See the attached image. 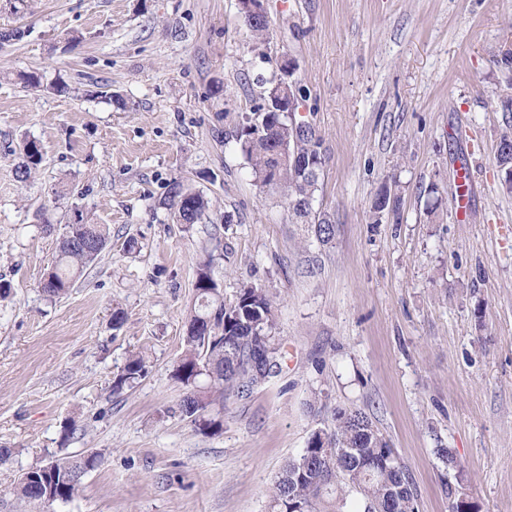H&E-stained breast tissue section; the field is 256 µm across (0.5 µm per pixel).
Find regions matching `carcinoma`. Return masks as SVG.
Wrapping results in <instances>:
<instances>
[{"mask_svg": "<svg viewBox=\"0 0 512 512\" xmlns=\"http://www.w3.org/2000/svg\"><path fill=\"white\" fill-rule=\"evenodd\" d=\"M269 86L263 104L241 116L236 129L240 150L251 166L260 187L284 190L288 216L294 224L314 225L323 243L335 234L334 221L313 208L315 193L324 164L322 139L315 131L293 138L291 118L286 112H267L271 105ZM264 123L266 132L252 130L253 121ZM287 142L300 163L278 161V148ZM497 162L502 170L512 168V125L501 133L496 145ZM43 161L40 144L27 141L16 167L19 181H26ZM163 204L174 210L182 224H195L209 210V201L174 181L168 185ZM108 242L102 224L85 221L83 211L73 210L72 220L59 242L55 261L40 284L50 298L68 293L84 267L97 254L87 244L103 250ZM214 283L210 262L197 266L195 290L197 305L186 328L185 350L172 370L181 385L178 403L182 416L190 419L197 431L209 435L222 427L211 406L230 394H243L269 377L276 355V315L267 293L258 287L240 289L235 304L225 307L224 297L211 293ZM146 357L136 353L113 381L112 390L131 388L147 374ZM330 452H325V449ZM100 463L97 452L79 453L51 461L63 492L73 497L82 477ZM360 496L359 512H418L414 481L389 442L375 428L371 418L358 409H337L332 426L311 433L302 454L284 465L269 491L270 512H346L347 496ZM14 496L23 502L50 504L46 489L32 482H19ZM448 512H476V505L464 492L448 487Z\"/></svg>", "mask_w": 512, "mask_h": 512, "instance_id": "1", "label": "carcinoma"}]
</instances>
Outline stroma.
Returning a JSON list of instances; mask_svg holds the SVG:
<instances>
[{"mask_svg":"<svg viewBox=\"0 0 512 512\" xmlns=\"http://www.w3.org/2000/svg\"><path fill=\"white\" fill-rule=\"evenodd\" d=\"M263 7L256 46L238 0H0V31L22 33L0 42V448L13 451L0 512H43L13 497L20 474L90 451L100 464L52 512H268L284 465L338 408L370 414L419 512H448L450 486L478 512H512V192L495 157L512 0ZM284 56L323 140L326 244L257 186L236 142ZM31 72L41 87L25 86ZM28 139L44 160L22 182ZM173 181L209 198L200 222L163 207ZM385 186L398 204L376 224ZM77 207L109 242L50 300L39 282ZM204 260L225 302L267 291L280 347L276 373L229 396L210 435L177 411L171 377ZM137 352L146 376L113 392ZM473 178L474 175L471 170H465L463 174L459 176L454 198V209L457 220L460 222H464L468 218V203Z\"/></svg>","mask_w":512,"mask_h":512,"instance_id":"1","label":"stroma"}]
</instances>
